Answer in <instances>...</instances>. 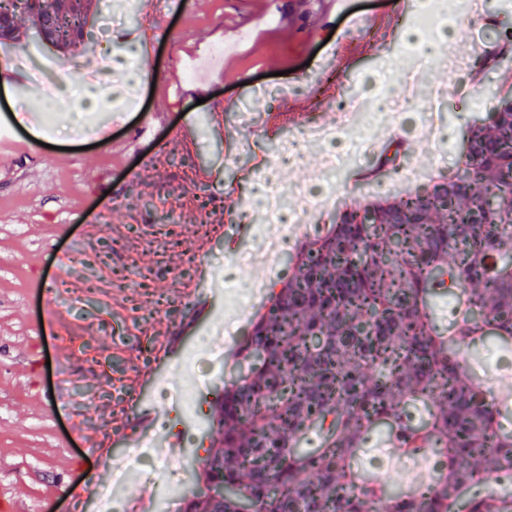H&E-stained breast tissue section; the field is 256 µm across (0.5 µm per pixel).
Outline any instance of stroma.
I'll list each match as a JSON object with an SVG mask.
<instances>
[{"mask_svg": "<svg viewBox=\"0 0 512 512\" xmlns=\"http://www.w3.org/2000/svg\"><path fill=\"white\" fill-rule=\"evenodd\" d=\"M112 5L115 20L105 30L93 25L94 37L117 52V75L137 90L132 103L102 105L92 134L75 125L92 92L76 55L24 38L12 46L57 63L56 106L40 131L29 123L33 92L0 90V118L12 119L24 144L0 152V512H69L75 495L88 494L101 464L126 446L135 416L127 401L150 403L160 380L179 382L196 337L220 321L225 249L215 215L253 224L266 178L307 182L321 169L313 143L301 146L296 166L273 169L297 123L248 132L241 116L304 102L331 121L338 100L319 87L335 81L376 109L377 72L416 49L405 36L414 17L397 0H345L334 10L326 0H186L179 12L145 4L136 16L126 0ZM354 14L393 17L390 48L359 52ZM217 41L231 47L234 69L185 80L183 60ZM173 76L184 88L177 100L155 90ZM502 88L512 82L492 71L476 100L449 99L448 122L431 144L416 140L417 115L399 131L378 123L368 133L374 152L413 143L428 182L451 167L461 126L488 112ZM187 117L185 141L178 131ZM372 161L361 157L337 175L339 199L404 190L386 177L354 185ZM203 270L213 288L199 289L212 304L201 320L188 295Z\"/></svg>", "mask_w": 512, "mask_h": 512, "instance_id": "obj_1", "label": "stroma"}]
</instances>
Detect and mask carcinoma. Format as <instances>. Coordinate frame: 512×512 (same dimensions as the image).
Wrapping results in <instances>:
<instances>
[{
  "mask_svg": "<svg viewBox=\"0 0 512 512\" xmlns=\"http://www.w3.org/2000/svg\"><path fill=\"white\" fill-rule=\"evenodd\" d=\"M44 2L56 48L87 47L92 0ZM0 12L14 41L19 20L42 16L14 0ZM511 45L505 27L470 73L483 76ZM402 160L396 147L372 171L388 176ZM290 262L224 381L210 418L220 446L202 460L205 490L188 512H497L476 487L512 466V429L464 362L512 344V89L461 130L448 175L342 204ZM384 430L405 454L443 443L448 473L404 494L354 472L353 456Z\"/></svg>",
  "mask_w": 512,
  "mask_h": 512,
  "instance_id": "cac0c4a2",
  "label": "carcinoma"
}]
</instances>
